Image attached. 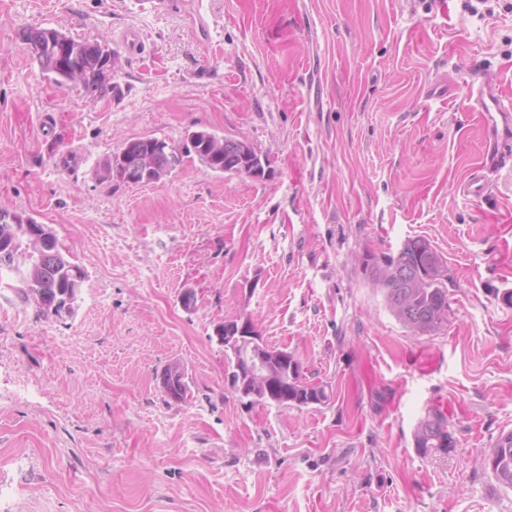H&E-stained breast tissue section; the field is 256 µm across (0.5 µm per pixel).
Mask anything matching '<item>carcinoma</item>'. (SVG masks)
I'll return each instance as SVG.
<instances>
[{
  "label": "carcinoma",
  "mask_w": 512,
  "mask_h": 512,
  "mask_svg": "<svg viewBox=\"0 0 512 512\" xmlns=\"http://www.w3.org/2000/svg\"><path fill=\"white\" fill-rule=\"evenodd\" d=\"M51 79L60 87L80 88L91 96L102 97L118 89L112 83V77L104 75L103 68L94 63L88 65L80 76L53 74ZM240 143L237 138H220L207 130H197L193 146H185L179 157L172 161L161 158L160 165L166 171L153 173L148 182L154 183L170 175L186 158L197 160L215 173L238 165H246L250 169L263 167L259 156H243ZM20 258L28 265L40 268V287L49 298L57 289L65 291L72 287L69 273L77 272L82 281L86 278L84 269L59 251L56 237H51L48 247L39 255L25 246V234L13 230V225L0 219V267H11ZM363 264L370 271L372 281L381 288L387 306L405 327L415 333H430L448 322V289L444 284L446 269L428 241L409 239L398 255L381 258L367 255ZM271 397L278 406L298 407L324 404L330 399L326 386L319 384L313 387L304 381L299 362L291 357L281 366ZM415 447L424 456L446 455L455 448L454 437L448 431V419L441 410L429 411L420 421L415 432ZM489 451L495 462L491 469L493 477L500 486L511 489L512 430L501 432Z\"/></svg>",
  "instance_id": "obj_1"
}]
</instances>
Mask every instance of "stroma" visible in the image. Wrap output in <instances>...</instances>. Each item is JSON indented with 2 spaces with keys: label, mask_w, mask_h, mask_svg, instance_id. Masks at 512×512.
<instances>
[{
  "label": "stroma",
  "mask_w": 512,
  "mask_h": 512,
  "mask_svg": "<svg viewBox=\"0 0 512 512\" xmlns=\"http://www.w3.org/2000/svg\"><path fill=\"white\" fill-rule=\"evenodd\" d=\"M462 3L0 0V209L87 273L63 320L0 273V512H512L480 463L512 430V247L460 190L483 158L471 70L512 94V0ZM28 27L109 43L120 95L57 87ZM199 128L251 142L264 175L99 181L128 140ZM416 237L447 268L431 333L363 267ZM244 316L327 403L240 398L214 329ZM172 363L183 402L157 381ZM437 405L455 447L423 456Z\"/></svg>",
  "instance_id": "obj_1"
}]
</instances>
